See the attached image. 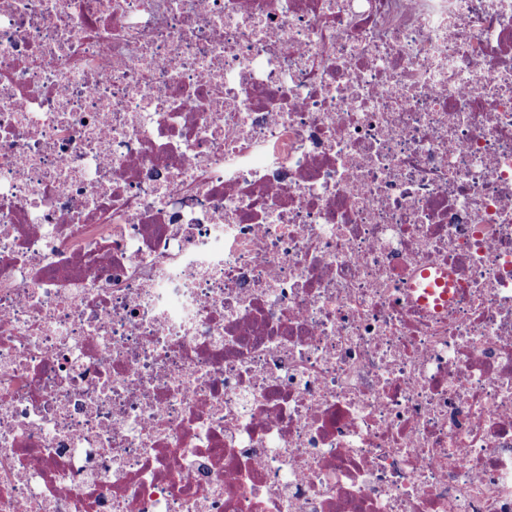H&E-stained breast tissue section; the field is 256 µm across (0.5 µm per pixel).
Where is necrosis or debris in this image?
<instances>
[{"label":"necrosis or debris","mask_w":512,"mask_h":512,"mask_svg":"<svg viewBox=\"0 0 512 512\" xmlns=\"http://www.w3.org/2000/svg\"><path fill=\"white\" fill-rule=\"evenodd\" d=\"M0 512H512V0H0Z\"/></svg>","instance_id":"4bbe7bcc"}]
</instances>
